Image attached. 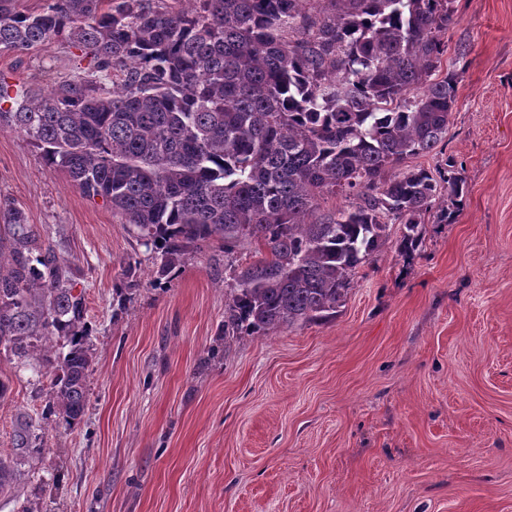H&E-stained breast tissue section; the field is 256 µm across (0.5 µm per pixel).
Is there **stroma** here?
<instances>
[{"label":"stroma","instance_id":"stroma-1","mask_svg":"<svg viewBox=\"0 0 512 512\" xmlns=\"http://www.w3.org/2000/svg\"><path fill=\"white\" fill-rule=\"evenodd\" d=\"M460 74L436 170L466 180L453 223L427 212L353 277L333 317L225 338L229 269L248 250L203 242L161 276L101 197L20 134L0 132V201L69 267L86 302L85 414L49 425L41 512H512V0H454ZM75 48L0 55L10 90H47ZM0 451L48 388L0 353Z\"/></svg>","mask_w":512,"mask_h":512}]
</instances>
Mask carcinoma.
Here are the masks:
<instances>
[{
    "instance_id": "cac0c4a2",
    "label": "carcinoma",
    "mask_w": 512,
    "mask_h": 512,
    "mask_svg": "<svg viewBox=\"0 0 512 512\" xmlns=\"http://www.w3.org/2000/svg\"><path fill=\"white\" fill-rule=\"evenodd\" d=\"M453 0H0V55L64 39L81 55L48 93L10 97L0 129L100 196L167 272L200 242L255 245L233 270L224 337L266 336L336 313L356 270L404 225L441 222L465 189L448 157L433 175L391 170L448 135L458 72L442 36ZM327 194L353 199L322 214ZM83 294L25 211L0 204V349L49 381L47 414L78 425L91 356ZM69 345L56 353L53 341ZM46 450L27 413L0 454L17 500Z\"/></svg>"
}]
</instances>
